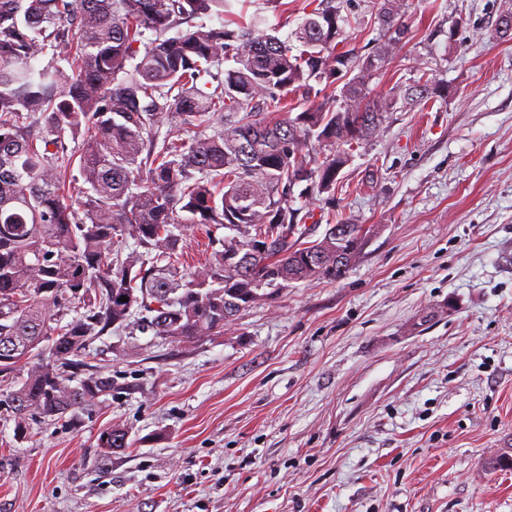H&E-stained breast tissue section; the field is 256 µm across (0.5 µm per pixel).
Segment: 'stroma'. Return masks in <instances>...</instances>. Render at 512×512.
I'll return each instance as SVG.
<instances>
[{
    "label": "stroma",
    "mask_w": 512,
    "mask_h": 512,
    "mask_svg": "<svg viewBox=\"0 0 512 512\" xmlns=\"http://www.w3.org/2000/svg\"><path fill=\"white\" fill-rule=\"evenodd\" d=\"M372 95L398 100L310 221L365 225L339 281L294 282L200 341L97 342L112 393L25 442L0 512H512V0H402ZM129 430L103 457L100 433ZM427 72H423L422 77L416 81V83L409 87L404 95L407 98L412 99L415 102L421 104L422 102L427 103L435 98L440 97L438 95V85L434 78H429Z\"/></svg>",
    "instance_id": "1"
}]
</instances>
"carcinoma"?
<instances>
[{
	"instance_id": "obj_1",
	"label": "carcinoma",
	"mask_w": 512,
	"mask_h": 512,
	"mask_svg": "<svg viewBox=\"0 0 512 512\" xmlns=\"http://www.w3.org/2000/svg\"><path fill=\"white\" fill-rule=\"evenodd\" d=\"M237 2L0 0V407L20 443L30 422L112 394L88 362L102 337L222 333L290 283L345 278L361 250L363 225L343 219L305 241L294 188L334 191L351 147L386 121L394 98L371 97L368 82L405 37L397 0H381L367 53L349 45L353 0H310L297 54L258 29L281 0H255L248 21ZM338 77L340 100L285 113L286 95ZM405 95L427 103L437 82L425 72ZM181 212L224 229L185 278ZM101 436L106 457L128 447L119 424Z\"/></svg>"
}]
</instances>
